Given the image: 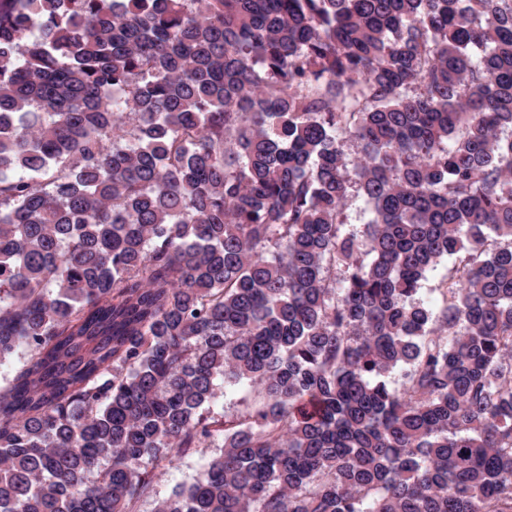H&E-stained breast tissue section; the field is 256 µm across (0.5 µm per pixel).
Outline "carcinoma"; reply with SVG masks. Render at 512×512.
Wrapping results in <instances>:
<instances>
[{"label":"carcinoma","mask_w":512,"mask_h":512,"mask_svg":"<svg viewBox=\"0 0 512 512\" xmlns=\"http://www.w3.org/2000/svg\"><path fill=\"white\" fill-rule=\"evenodd\" d=\"M18 352L0 512H512V0H0ZM347 214L349 216V224L347 229L357 232L360 235L364 230V225L367 224L371 218V214L368 210H365V204L360 197L356 196V193L351 190V197L348 202ZM454 258H444L434 269L427 272L421 282V289L416 300L424 302L435 313L443 307L442 289L448 279V268L453 264ZM220 395L215 403L214 410L222 412L224 410L227 414H236L245 410L246 406H252L260 400L259 389L247 381H241L236 384H224L218 381ZM205 460L199 455L178 458L160 470L156 479L158 497L171 493L177 485L188 484L202 468Z\"/></svg>","instance_id":"carcinoma-1"}]
</instances>
